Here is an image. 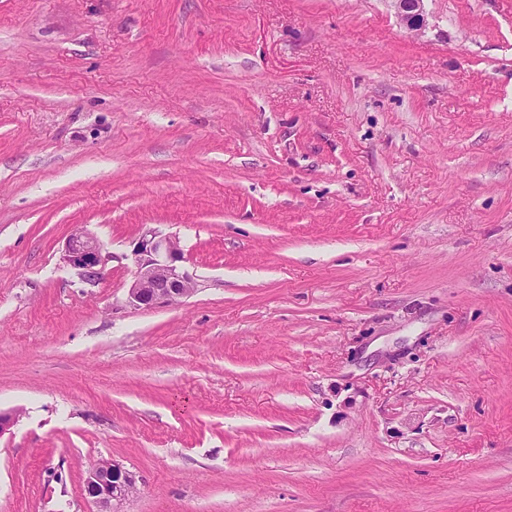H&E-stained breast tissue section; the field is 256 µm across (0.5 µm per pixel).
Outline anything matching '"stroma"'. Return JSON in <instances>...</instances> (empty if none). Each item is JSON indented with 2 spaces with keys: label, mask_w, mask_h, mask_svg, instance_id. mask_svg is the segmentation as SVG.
I'll return each mask as SVG.
<instances>
[{
  "label": "stroma",
  "mask_w": 512,
  "mask_h": 512,
  "mask_svg": "<svg viewBox=\"0 0 512 512\" xmlns=\"http://www.w3.org/2000/svg\"><path fill=\"white\" fill-rule=\"evenodd\" d=\"M424 9L0 0V512H512V0ZM395 9V14L407 30L420 33L427 23L423 10L424 0H390ZM64 260L85 281L96 283L104 274L108 258L97 236L84 226L75 225L65 242ZM135 279L129 288V302L150 309L189 297L196 281L181 263L185 256L175 236L146 229L134 250ZM136 488V476L116 460H102L91 466L84 482V495L96 512H118L116 506Z\"/></svg>",
  "instance_id": "stroma-1"
}]
</instances>
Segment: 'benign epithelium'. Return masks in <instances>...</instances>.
I'll return each mask as SVG.
<instances>
[{
  "instance_id": "benign-epithelium-1",
  "label": "benign epithelium",
  "mask_w": 512,
  "mask_h": 512,
  "mask_svg": "<svg viewBox=\"0 0 512 512\" xmlns=\"http://www.w3.org/2000/svg\"><path fill=\"white\" fill-rule=\"evenodd\" d=\"M395 14L407 30L421 32L427 23L424 0H390ZM135 279L129 288V302L139 309H150L189 297L196 281L183 266L185 256L176 237L146 229L134 250ZM65 262L89 283L102 278L107 261L104 246L81 225L74 226L65 242ZM136 488V476L116 460H103L92 466L84 482V495L96 512H118L116 506Z\"/></svg>"
}]
</instances>
